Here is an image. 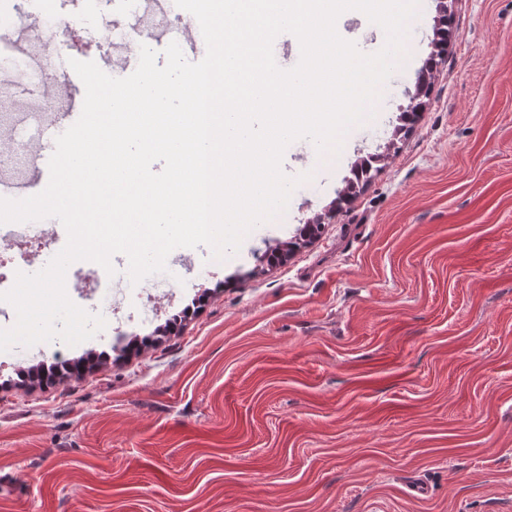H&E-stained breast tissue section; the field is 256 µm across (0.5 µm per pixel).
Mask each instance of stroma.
I'll return each mask as SVG.
<instances>
[{"label": "stroma", "instance_id": "1", "mask_svg": "<svg viewBox=\"0 0 512 512\" xmlns=\"http://www.w3.org/2000/svg\"><path fill=\"white\" fill-rule=\"evenodd\" d=\"M137 2L17 0L0 46L25 64L0 69V133L33 138L16 104L63 87L82 109L75 73H41L53 44L35 18H65L69 57L110 74L124 49L105 26L160 52L180 25ZM425 3L375 119L330 163L291 143L283 172L312 176L237 253L187 249L188 266L158 276L159 309L114 276L110 325L28 348L34 370L67 360L54 381L21 383L17 350L0 352V512H512V0H453L447 53L404 132L439 16ZM341 19L361 52L383 47L362 12ZM373 154L378 171L318 237L267 263ZM64 245L9 244L0 289Z\"/></svg>", "mask_w": 512, "mask_h": 512}]
</instances>
